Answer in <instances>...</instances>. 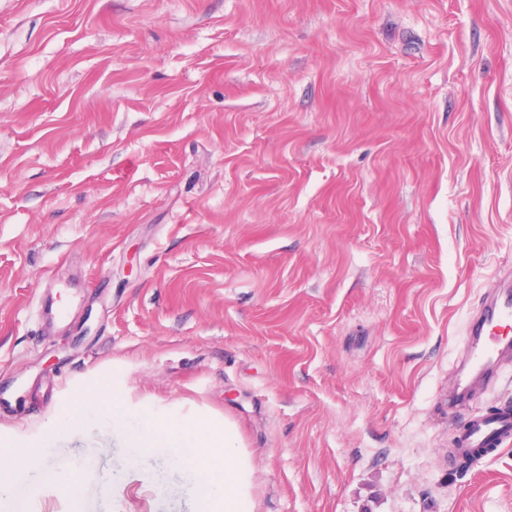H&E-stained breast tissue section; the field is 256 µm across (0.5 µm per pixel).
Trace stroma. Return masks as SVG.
I'll use <instances>...</instances> for the list:
<instances>
[{
	"instance_id": "1",
	"label": "stroma",
	"mask_w": 512,
	"mask_h": 512,
	"mask_svg": "<svg viewBox=\"0 0 512 512\" xmlns=\"http://www.w3.org/2000/svg\"><path fill=\"white\" fill-rule=\"evenodd\" d=\"M512 268V0H0V444L104 381L229 420L254 512H512L462 467L466 323ZM72 327L43 333L49 282ZM111 428L44 449L83 512H196Z\"/></svg>"
}]
</instances>
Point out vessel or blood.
Masks as SVG:
<instances>
[{
  "label": "vessel or blood",
  "instance_id": "1",
  "mask_svg": "<svg viewBox=\"0 0 512 512\" xmlns=\"http://www.w3.org/2000/svg\"><path fill=\"white\" fill-rule=\"evenodd\" d=\"M449 407L465 406L474 389L491 386L512 361V274L500 279L474 313ZM512 444V405L475 415L454 432V454L479 460Z\"/></svg>",
  "mask_w": 512,
  "mask_h": 512
}]
</instances>
